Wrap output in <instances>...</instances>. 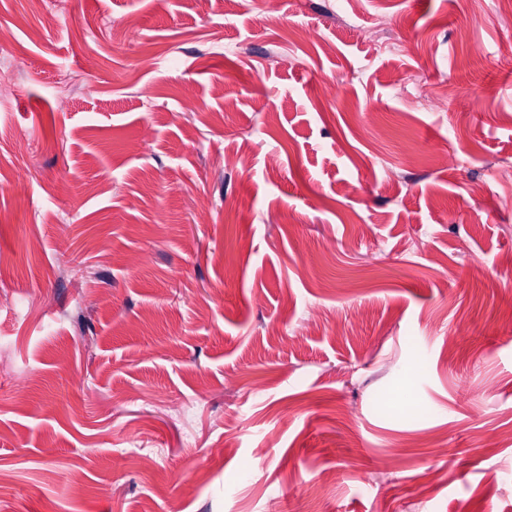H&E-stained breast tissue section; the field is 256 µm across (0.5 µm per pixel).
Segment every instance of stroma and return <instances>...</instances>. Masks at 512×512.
Instances as JSON below:
<instances>
[{
  "label": "stroma",
  "instance_id": "1",
  "mask_svg": "<svg viewBox=\"0 0 512 512\" xmlns=\"http://www.w3.org/2000/svg\"><path fill=\"white\" fill-rule=\"evenodd\" d=\"M0 37V512H512L501 0H0Z\"/></svg>",
  "mask_w": 512,
  "mask_h": 512
}]
</instances>
